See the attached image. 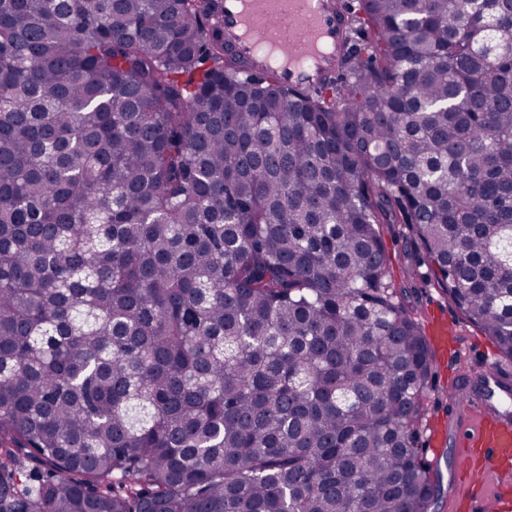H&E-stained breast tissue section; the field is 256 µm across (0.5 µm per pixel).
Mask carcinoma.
<instances>
[{"instance_id": "1", "label": "carcinoma", "mask_w": 512, "mask_h": 512, "mask_svg": "<svg viewBox=\"0 0 512 512\" xmlns=\"http://www.w3.org/2000/svg\"><path fill=\"white\" fill-rule=\"evenodd\" d=\"M346 77L220 0H0V512H431L380 225L512 360V0H358Z\"/></svg>"}]
</instances>
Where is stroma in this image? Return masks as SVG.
<instances>
[{"label": "stroma", "mask_w": 512, "mask_h": 512, "mask_svg": "<svg viewBox=\"0 0 512 512\" xmlns=\"http://www.w3.org/2000/svg\"><path fill=\"white\" fill-rule=\"evenodd\" d=\"M381 234L389 256L387 276L395 287L403 289L401 301L405 307L413 310L421 326H428L433 317L441 316L456 332L453 346L445 349L433 347V376L425 391L426 414L420 442L427 450V460L437 464L439 494L433 512H479L480 503L476 497L458 496L456 490L448 485L452 479L469 482L475 469L473 459H451L444 453L435 454L433 432L448 423L449 391L453 379L490 365L512 370V361L498 356L489 338L467 320L436 283L410 278L408 266L414 251L405 225H382Z\"/></svg>", "instance_id": "35a3bbf8"}]
</instances>
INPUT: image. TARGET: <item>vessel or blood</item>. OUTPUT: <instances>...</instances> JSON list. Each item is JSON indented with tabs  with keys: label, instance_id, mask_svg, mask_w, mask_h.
I'll return each instance as SVG.
<instances>
[{
	"label": "vessel or blood",
	"instance_id": "1",
	"mask_svg": "<svg viewBox=\"0 0 512 512\" xmlns=\"http://www.w3.org/2000/svg\"><path fill=\"white\" fill-rule=\"evenodd\" d=\"M224 41L249 75H275L311 89L331 77L346 47L348 14L341 0H222ZM467 397L438 446L468 456L484 452L483 473L512 464V372L492 369L457 384Z\"/></svg>",
	"mask_w": 512,
	"mask_h": 512
}]
</instances>
